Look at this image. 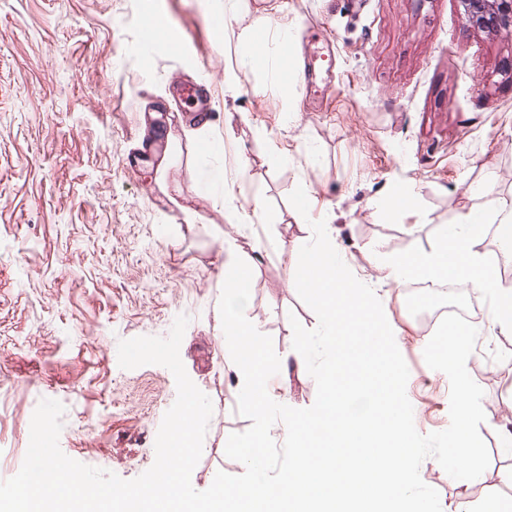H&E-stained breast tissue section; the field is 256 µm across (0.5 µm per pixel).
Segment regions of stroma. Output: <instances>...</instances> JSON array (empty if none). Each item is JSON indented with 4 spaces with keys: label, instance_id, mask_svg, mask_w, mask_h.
I'll return each mask as SVG.
<instances>
[{
    "label": "stroma",
    "instance_id": "1",
    "mask_svg": "<svg viewBox=\"0 0 512 512\" xmlns=\"http://www.w3.org/2000/svg\"><path fill=\"white\" fill-rule=\"evenodd\" d=\"M277 2L273 11L246 0L217 27L224 0H0V482L20 470L44 398L66 408L67 456L124 479L149 469L175 379L160 365L120 368L118 342L166 336L181 314L190 319L181 360L213 403L191 483L204 490L217 472L242 474L225 454L250 421L236 411L243 381L219 313L221 243L234 240L250 265L249 318L283 358L291 319L318 325L289 265L321 219L340 229L351 272L383 305L417 430L448 427L449 379L423 357L433 331L405 314V290L383 263L434 245L441 225L479 204L476 187L512 200V36L467 27L458 0ZM283 28L294 54L334 48L319 90L259 69L225 82L239 35ZM178 82L206 89L213 115L203 130L180 111ZM154 120L160 149L146 144ZM299 186L310 194L305 217L288 201ZM404 188L415 210L388 216L387 198ZM257 200L251 223L229 222L226 206ZM447 300L477 308L485 335L467 370L484 391L490 463L468 481L423 461L420 476L446 512L491 492L512 498L502 479L512 450L497 431L512 401V334L489 333V295L456 288ZM269 386L293 408L315 401L302 364Z\"/></svg>",
    "mask_w": 512,
    "mask_h": 512
}]
</instances>
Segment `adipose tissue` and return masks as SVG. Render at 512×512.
<instances>
[{"label":"adipose tissue","instance_id":"ef3b65f1","mask_svg":"<svg viewBox=\"0 0 512 512\" xmlns=\"http://www.w3.org/2000/svg\"><path fill=\"white\" fill-rule=\"evenodd\" d=\"M287 44H279L277 51H269L265 39L248 34L240 38L236 62L224 73L227 82H235L242 69L269 68L285 74ZM500 227V239L506 253H512V202H502L492 208L481 209L479 214L461 213L456 231L442 233L430 250L407 253L390 258L388 275L395 281L409 277L424 279H453L459 284L475 288L491 295L495 305L493 328L500 332L512 331V283L502 281L488 263L484 253L476 248L484 225Z\"/></svg>","mask_w":512,"mask_h":512}]
</instances>
